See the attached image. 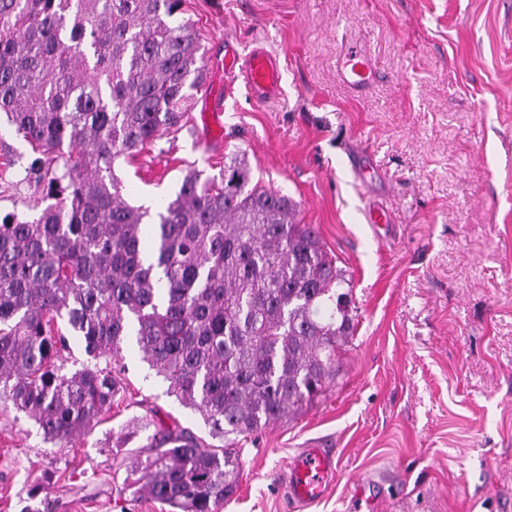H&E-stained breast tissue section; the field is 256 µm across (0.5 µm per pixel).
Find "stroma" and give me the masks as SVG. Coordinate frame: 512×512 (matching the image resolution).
<instances>
[{"instance_id": "stroma-1", "label": "stroma", "mask_w": 512, "mask_h": 512, "mask_svg": "<svg viewBox=\"0 0 512 512\" xmlns=\"http://www.w3.org/2000/svg\"><path fill=\"white\" fill-rule=\"evenodd\" d=\"M207 56L225 38L283 67L280 95H224L218 144L203 101L184 127L114 170L126 201L156 209L190 169L245 158L261 187L291 198L350 287L353 334L328 390L240 439L237 491L220 512H293L288 465L305 448L338 463L305 512H512V0H185ZM378 61L352 93L337 63ZM21 162L0 156V213L33 218L30 146L0 118ZM371 172L360 181L357 172ZM390 213L367 223L368 203ZM124 391L87 434L45 443L0 402V512H169L128 479L143 425L185 428L198 412L167 395L135 343Z\"/></svg>"}]
</instances>
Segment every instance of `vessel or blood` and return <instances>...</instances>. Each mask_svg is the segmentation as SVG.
<instances>
[{
  "label": "vessel or blood",
  "mask_w": 512,
  "mask_h": 512,
  "mask_svg": "<svg viewBox=\"0 0 512 512\" xmlns=\"http://www.w3.org/2000/svg\"><path fill=\"white\" fill-rule=\"evenodd\" d=\"M213 70L223 73L225 82L243 78L251 96L259 102L272 99L278 90L281 70L276 57L265 50L255 49L242 54L237 45L224 47V56L212 60ZM344 83L360 92L368 87L376 75V65L365 51L349 49L341 69ZM224 116V96L221 86H211L208 103L204 108V123L212 131H221ZM335 464L331 451L309 448L292 462L288 473V489L291 499L301 507L319 503L326 495L334 476Z\"/></svg>",
  "instance_id": "b4317fda"
}]
</instances>
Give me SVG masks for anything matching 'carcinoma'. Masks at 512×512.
Listing matches in <instances>:
<instances>
[{
    "label": "carcinoma",
    "instance_id": "obj_1",
    "mask_svg": "<svg viewBox=\"0 0 512 512\" xmlns=\"http://www.w3.org/2000/svg\"><path fill=\"white\" fill-rule=\"evenodd\" d=\"M183 3L0 0V114L40 152L27 175L52 199L31 220L0 216V400L68 441L112 409L109 364L135 337L224 446L160 428L132 483L171 512H217L239 437L325 393L351 318L316 228L239 155L186 174L153 222L122 197L116 159L181 129L204 84ZM70 335L93 365L56 364Z\"/></svg>",
    "mask_w": 512,
    "mask_h": 512
}]
</instances>
